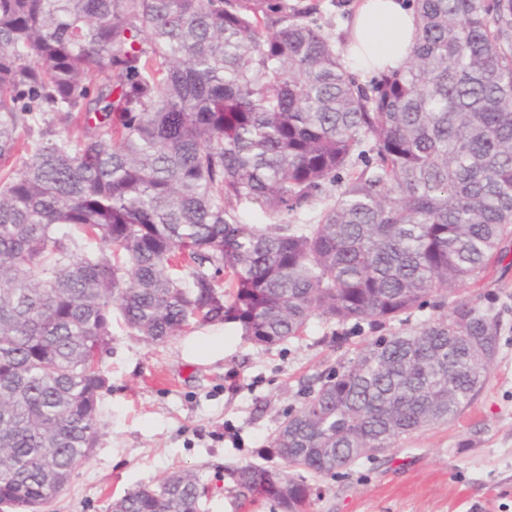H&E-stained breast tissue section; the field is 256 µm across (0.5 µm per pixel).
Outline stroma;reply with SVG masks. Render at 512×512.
Listing matches in <instances>:
<instances>
[{
    "label": "stroma",
    "mask_w": 512,
    "mask_h": 512,
    "mask_svg": "<svg viewBox=\"0 0 512 512\" xmlns=\"http://www.w3.org/2000/svg\"><path fill=\"white\" fill-rule=\"evenodd\" d=\"M468 293L493 304L501 321L477 399L453 422L318 478L322 496L311 512H512V265H489ZM212 335L224 338L222 358L190 354L189 344ZM371 337L314 318L302 336L270 348L253 345L234 323L156 343L113 319L95 447L45 512H108L127 490L184 469L210 489L204 512H275L268 502L238 507L232 469L272 466L265 449L284 412Z\"/></svg>",
    "instance_id": "1"
}]
</instances>
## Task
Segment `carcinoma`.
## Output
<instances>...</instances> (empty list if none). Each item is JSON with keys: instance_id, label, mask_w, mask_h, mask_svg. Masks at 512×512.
<instances>
[{"instance_id": "cac0c4a2", "label": "carcinoma", "mask_w": 512, "mask_h": 512, "mask_svg": "<svg viewBox=\"0 0 512 512\" xmlns=\"http://www.w3.org/2000/svg\"><path fill=\"white\" fill-rule=\"evenodd\" d=\"M412 7L410 61L365 87L315 5L0 0V159L45 114L63 125L0 176L1 504L42 512L90 456L115 312L156 342L401 326L284 413L278 482L233 469L236 496L280 512H309L308 476L472 404L500 318L461 290L512 238V0ZM320 199L315 223L288 221ZM428 306L448 313L406 327ZM204 494L181 470L111 512H197Z\"/></svg>"}]
</instances>
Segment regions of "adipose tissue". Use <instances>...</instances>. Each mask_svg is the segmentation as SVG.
I'll use <instances>...</instances> for the list:
<instances>
[{
	"label": "adipose tissue",
	"mask_w": 512,
	"mask_h": 512,
	"mask_svg": "<svg viewBox=\"0 0 512 512\" xmlns=\"http://www.w3.org/2000/svg\"><path fill=\"white\" fill-rule=\"evenodd\" d=\"M416 28L409 0H356L347 24V56L366 74L403 69Z\"/></svg>",
	"instance_id": "ef3b65f1"
}]
</instances>
